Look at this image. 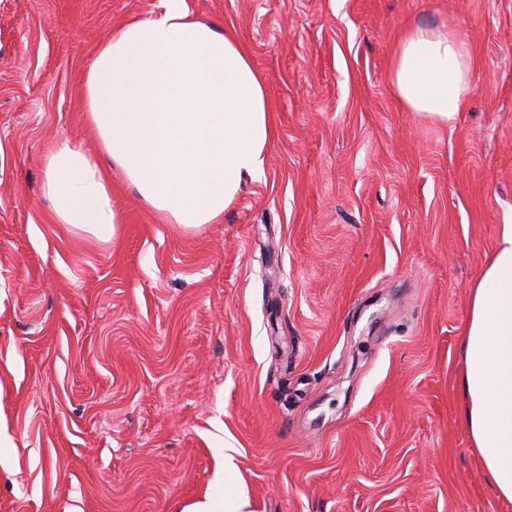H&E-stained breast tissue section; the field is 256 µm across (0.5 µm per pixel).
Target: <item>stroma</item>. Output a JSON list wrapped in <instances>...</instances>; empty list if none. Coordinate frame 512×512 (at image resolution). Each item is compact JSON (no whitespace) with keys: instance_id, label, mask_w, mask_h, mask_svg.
<instances>
[{"instance_id":"1","label":"stroma","mask_w":512,"mask_h":512,"mask_svg":"<svg viewBox=\"0 0 512 512\" xmlns=\"http://www.w3.org/2000/svg\"><path fill=\"white\" fill-rule=\"evenodd\" d=\"M185 4L236 36L273 127L197 229L141 202L84 108L99 46L162 0H0V512H512L459 418L471 290L512 224V0ZM414 25L469 50L454 125L391 86ZM64 140L109 176L113 239L55 221Z\"/></svg>"}]
</instances>
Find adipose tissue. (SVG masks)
I'll list each match as a JSON object with an SVG mask.
<instances>
[{
	"label": "adipose tissue",
	"mask_w": 512,
	"mask_h": 512,
	"mask_svg": "<svg viewBox=\"0 0 512 512\" xmlns=\"http://www.w3.org/2000/svg\"><path fill=\"white\" fill-rule=\"evenodd\" d=\"M390 77L403 106L432 124H453L473 90L466 45L421 26L404 33ZM84 97L101 151L168 223H212L243 179L264 171L272 130L261 76L236 37L185 0L111 35ZM44 189L57 223L103 239L123 221L102 169L76 143L47 150ZM462 347L461 417L495 495L512 501V224L473 288Z\"/></svg>",
	"instance_id": "obj_1"
}]
</instances>
